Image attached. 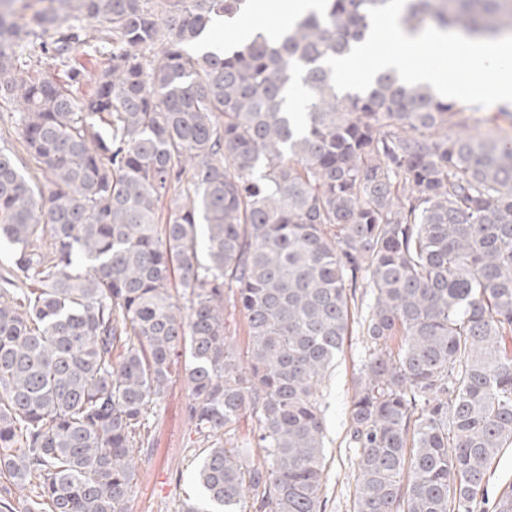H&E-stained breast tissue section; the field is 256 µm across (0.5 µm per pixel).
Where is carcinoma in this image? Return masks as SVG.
I'll return each mask as SVG.
<instances>
[{
	"instance_id": "obj_1",
	"label": "carcinoma",
	"mask_w": 512,
	"mask_h": 512,
	"mask_svg": "<svg viewBox=\"0 0 512 512\" xmlns=\"http://www.w3.org/2000/svg\"><path fill=\"white\" fill-rule=\"evenodd\" d=\"M41 2L0 15V480L28 491L0 512H128L181 361L207 443L186 512H326L320 387L353 319L350 512H476L512 448V138L391 70L335 90L326 58L388 0L210 52L246 0ZM400 22L495 39L512 0ZM78 48L106 56L88 91Z\"/></svg>"
}]
</instances>
